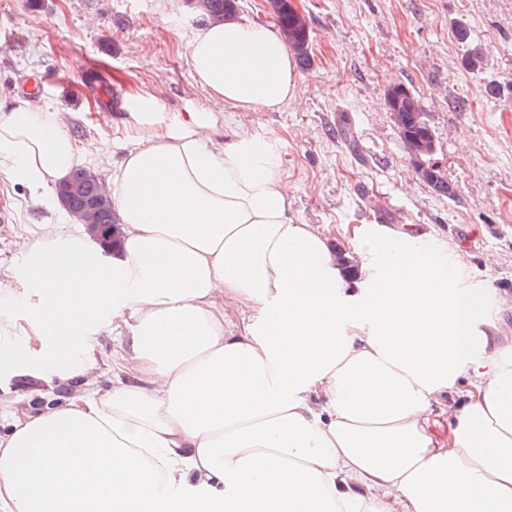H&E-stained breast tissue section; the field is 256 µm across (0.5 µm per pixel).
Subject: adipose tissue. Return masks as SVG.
<instances>
[{
    "mask_svg": "<svg viewBox=\"0 0 512 512\" xmlns=\"http://www.w3.org/2000/svg\"><path fill=\"white\" fill-rule=\"evenodd\" d=\"M187 57L233 111L300 95L273 26H204ZM133 106L118 248L31 237L0 294V375L76 387L12 413L0 512H512V340L463 255L384 229L348 279L318 226L289 223L269 141L210 148L151 92ZM82 157L48 104L0 107V171L34 200ZM104 327L122 334L99 358ZM100 364L111 387L88 380Z\"/></svg>",
    "mask_w": 512,
    "mask_h": 512,
    "instance_id": "adipose-tissue-1",
    "label": "adipose tissue"
}]
</instances>
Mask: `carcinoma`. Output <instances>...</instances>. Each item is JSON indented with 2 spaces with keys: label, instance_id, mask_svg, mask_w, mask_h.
Wrapping results in <instances>:
<instances>
[{
  "label": "carcinoma",
  "instance_id": "cac0c4a2",
  "mask_svg": "<svg viewBox=\"0 0 512 512\" xmlns=\"http://www.w3.org/2000/svg\"><path fill=\"white\" fill-rule=\"evenodd\" d=\"M272 15L289 48L301 68L311 66V31L305 16L291 4V0H269ZM187 9L212 24L231 23L237 16V0H185ZM456 39L470 44L465 57L468 69L479 71L487 62L488 50L481 44L470 43L467 26L460 22L453 30ZM387 105L393 113L399 134L408 151L410 161H420L423 174L420 180L433 192L452 197L456 188L448 182L441 167L434 161L435 138L427 123L419 100L403 85L393 86L387 94ZM98 172L88 167H76L58 187L64 194L63 208L69 213H85L90 223L101 225L102 235L111 246L116 245L117 218L111 198L104 195L97 181Z\"/></svg>",
  "mask_w": 512,
  "mask_h": 512
}]
</instances>
